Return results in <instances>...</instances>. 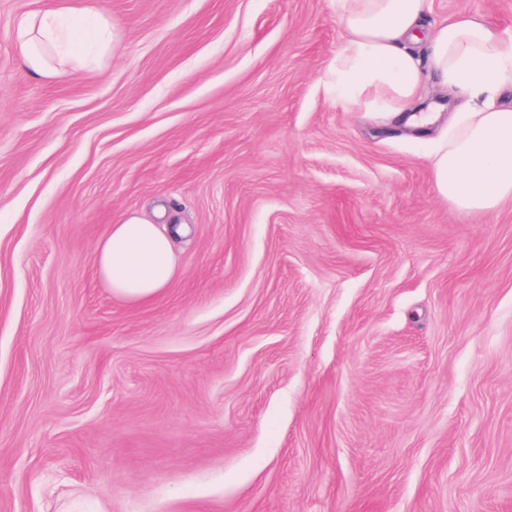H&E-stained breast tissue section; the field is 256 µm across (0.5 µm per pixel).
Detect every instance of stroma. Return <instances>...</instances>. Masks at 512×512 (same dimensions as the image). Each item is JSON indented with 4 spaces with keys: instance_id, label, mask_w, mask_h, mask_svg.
I'll list each match as a JSON object with an SVG mask.
<instances>
[{
    "instance_id": "35a3bbf8",
    "label": "stroma",
    "mask_w": 512,
    "mask_h": 512,
    "mask_svg": "<svg viewBox=\"0 0 512 512\" xmlns=\"http://www.w3.org/2000/svg\"><path fill=\"white\" fill-rule=\"evenodd\" d=\"M0 0V512H512V200L325 90L337 0H96L97 70L26 73ZM512 0H429L425 27ZM188 228L153 300L95 246Z\"/></svg>"
}]
</instances>
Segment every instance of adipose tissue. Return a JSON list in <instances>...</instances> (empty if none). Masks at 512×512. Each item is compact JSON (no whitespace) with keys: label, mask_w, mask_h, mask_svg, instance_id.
<instances>
[{"label":"adipose tissue","mask_w":512,"mask_h":512,"mask_svg":"<svg viewBox=\"0 0 512 512\" xmlns=\"http://www.w3.org/2000/svg\"><path fill=\"white\" fill-rule=\"evenodd\" d=\"M346 33L328 65L325 89L337 103L367 112L407 113L424 131L437 120L413 113L427 74L460 100L432 171L441 196L480 214L512 199V108L497 94L512 85V41L483 19L459 14L424 30L426 0H339ZM19 61L35 77L62 76L112 53V20L83 7H49L16 27ZM98 274L112 293L149 301L174 276L173 237L139 216L112 225L96 247Z\"/></svg>","instance_id":"ef3b65f1"}]
</instances>
